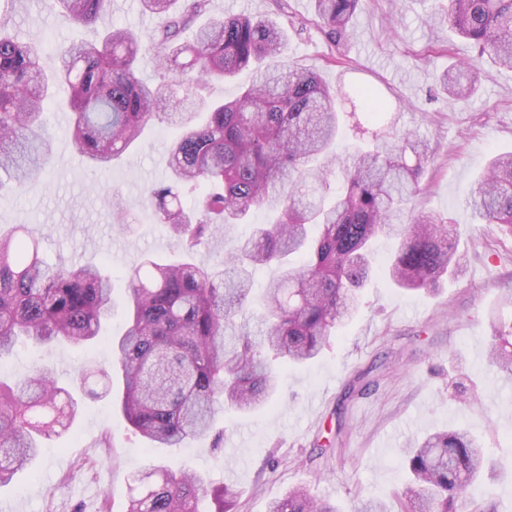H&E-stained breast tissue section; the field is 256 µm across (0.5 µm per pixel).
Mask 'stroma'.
I'll list each match as a JSON object with an SVG mask.
<instances>
[{"mask_svg": "<svg viewBox=\"0 0 512 512\" xmlns=\"http://www.w3.org/2000/svg\"><path fill=\"white\" fill-rule=\"evenodd\" d=\"M14 22L45 49V68L61 44L84 37L45 0H14ZM429 0H360L347 63H338L315 23V0H211L210 14H251L286 23L284 62L319 71L338 91L376 88L389 121L426 138L433 156L421 177L416 211L439 214L468 246L454 281L407 292L373 276L361 290L358 315L341 327L312 362L289 368L276 407L241 416L219 414L223 440L207 435L180 448H151L104 397L103 381L82 394L83 412L68 430L42 440L30 471L0 487V512H124L133 475L152 464L178 463L214 483L234 484L238 512H266L270 499L296 486L356 512L370 500L398 512L405 477L399 448L427 434L464 428L489 460L476 496L497 512H512V378L487 363L489 317L512 291V238L481 223L465 201L497 151L512 150V70L483 66L478 92L461 103L436 79L449 60L474 57L473 47L424 18ZM102 26L136 30L150 42L156 18L138 0H112ZM47 125L55 134L45 171L23 187L0 181V226L26 224L42 232L51 262L108 263L123 273L149 253L173 257L176 242L157 224L147 188L169 175L167 145L175 127L152 120L138 144L109 171L92 169L66 130L71 113L52 103ZM118 192L126 228L104 205ZM111 355L67 344L19 345L1 362L21 376L37 361L52 366L59 386L72 388L80 371L108 365Z\"/></svg>", "mask_w": 512, "mask_h": 512, "instance_id": "obj_1", "label": "stroma"}]
</instances>
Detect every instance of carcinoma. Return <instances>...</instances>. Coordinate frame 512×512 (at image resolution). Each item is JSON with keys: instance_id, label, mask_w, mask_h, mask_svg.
I'll list each match as a JSON object with an SVG mask.
<instances>
[{"instance_id": "obj_1", "label": "carcinoma", "mask_w": 512, "mask_h": 512, "mask_svg": "<svg viewBox=\"0 0 512 512\" xmlns=\"http://www.w3.org/2000/svg\"><path fill=\"white\" fill-rule=\"evenodd\" d=\"M0 0V168L19 185L45 169L52 154L42 136L48 101L63 94L73 114L72 140L98 169H110L153 118L178 135L170 142L169 181L148 190L156 223L189 253L248 222L256 209L279 214L251 228L229 255L206 261L144 256L124 273V332L101 334L112 317V273L106 265L47 264L41 239L23 224L0 233V358L19 340L49 347L108 345L121 371L116 398L129 425L150 445L175 447L203 436L219 411L250 414L274 406L281 371L318 357L353 319L371 272L373 240H395L385 274L398 288L428 289L462 272L465 255L440 215L410 214L418 179L431 158L428 141L390 124L353 152L339 154L337 92L311 70L277 60L285 41L278 24L246 15L196 20L211 0H139L159 20L150 50L168 77L139 76L142 42L131 29L96 26L110 0H48L76 27L96 31L56 53L50 71L41 47L18 39L9 4ZM359 0H315L316 23L344 55ZM426 23L449 26L476 57L458 60L437 79L441 91L467 101L483 63L512 69V0H437ZM250 67L255 79L236 99L206 101L209 84ZM369 120L383 123L379 92L346 93ZM201 190L186 210L181 196ZM468 207L512 238V152L492 157ZM275 265L263 293L265 312L251 310L252 270ZM489 359L512 377V319L493 317ZM81 406L36 365L22 378L0 379V487L28 467L39 440ZM408 477L405 512H459L474 501L485 455L467 430L437 431L401 449ZM126 512H234L240 492L204 477L151 465L132 479ZM267 512H338L296 487Z\"/></svg>"}]
</instances>
